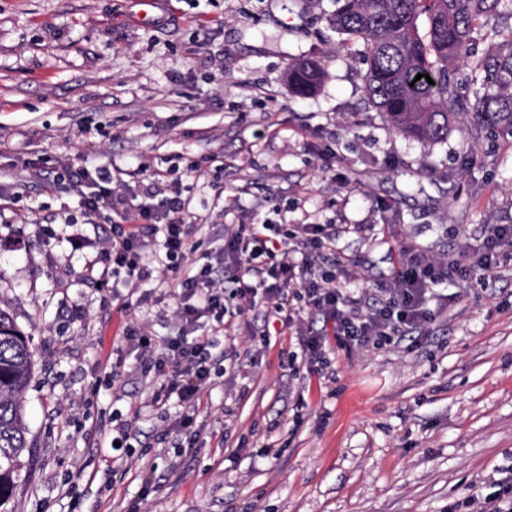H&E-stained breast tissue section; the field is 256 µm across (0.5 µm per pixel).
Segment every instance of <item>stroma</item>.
Returning a JSON list of instances; mask_svg holds the SVG:
<instances>
[{"instance_id": "1", "label": "stroma", "mask_w": 512, "mask_h": 512, "mask_svg": "<svg viewBox=\"0 0 512 512\" xmlns=\"http://www.w3.org/2000/svg\"><path fill=\"white\" fill-rule=\"evenodd\" d=\"M333 0H0V307L32 336L26 477L12 512H448L512 469V260L485 284H442L430 333L361 355L329 352L332 380L284 362L279 337L223 377L195 441L153 421L121 450L95 430L135 419L150 389L123 327L156 320L103 265L96 219L32 166L109 168L137 192L144 163L188 190L185 223L366 224L336 248L375 280L391 234L459 258L512 224V143L466 128L430 146L369 104L366 66L324 20ZM328 58L317 92L290 63ZM155 488L143 495L145 474Z\"/></svg>"}]
</instances>
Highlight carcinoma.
I'll use <instances>...</instances> for the list:
<instances>
[{"label":"carcinoma","instance_id":"cac0c4a2","mask_svg":"<svg viewBox=\"0 0 512 512\" xmlns=\"http://www.w3.org/2000/svg\"><path fill=\"white\" fill-rule=\"evenodd\" d=\"M327 22L348 44L363 48L365 90L390 129L423 144L448 139L460 116L470 135L512 138V0H334ZM495 41L476 50L478 38ZM327 60L288 67V85L313 95ZM423 78L415 80L417 74ZM475 86L458 94V75ZM434 81L429 84L424 75ZM31 336L0 308V512L13 497L28 448L23 395L35 368Z\"/></svg>","mask_w":512,"mask_h":512}]
</instances>
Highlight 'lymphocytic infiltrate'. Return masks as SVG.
Masks as SVG:
<instances>
[{
    "label": "lymphocytic infiltrate",
    "mask_w": 512,
    "mask_h": 512,
    "mask_svg": "<svg viewBox=\"0 0 512 512\" xmlns=\"http://www.w3.org/2000/svg\"><path fill=\"white\" fill-rule=\"evenodd\" d=\"M32 174L69 183L84 210L109 227L99 246L113 275L134 288L157 276L170 281L174 303L162 331L133 324L122 332L127 351L153 376L151 406L174 402L183 409L164 424L166 436L198 435L194 414L222 371V338L241 316L253 312L264 321L249 333L252 355L267 351L273 336L292 334L302 357L323 369L333 337L353 353L428 335L437 311L448 306L436 286L489 281L504 250L512 249L511 224L494 225L482 251L460 241L464 264L397 238L394 270L371 292L350 287V263L336 253L337 236L361 233L362 225L228 224L204 251L181 217L187 202L180 188L150 167L140 166L133 194L100 167L36 166Z\"/></svg>",
    "instance_id": "lymphocytic-infiltrate-1"
}]
</instances>
